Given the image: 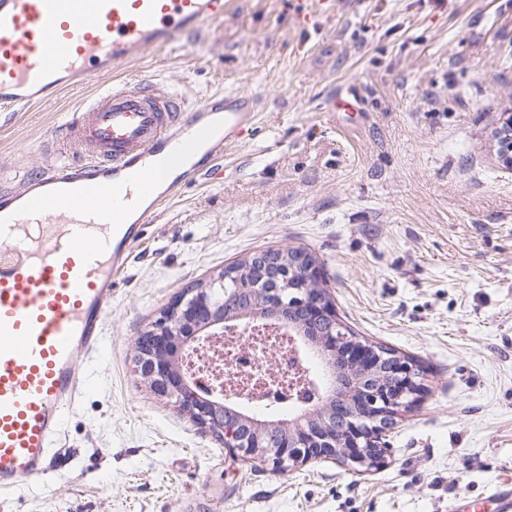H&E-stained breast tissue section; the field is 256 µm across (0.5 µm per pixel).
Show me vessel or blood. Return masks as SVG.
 <instances>
[{
  "label": "vessel or blood",
  "mask_w": 512,
  "mask_h": 512,
  "mask_svg": "<svg viewBox=\"0 0 512 512\" xmlns=\"http://www.w3.org/2000/svg\"><path fill=\"white\" fill-rule=\"evenodd\" d=\"M225 2L0 0V109L26 111L171 47L223 18ZM254 112L236 91L191 102L130 77L69 113L40 171L18 186L0 176V496L50 475L142 225Z\"/></svg>",
  "instance_id": "obj_1"
}]
</instances>
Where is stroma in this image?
Instances as JSON below:
<instances>
[{
	"label": "stroma",
	"mask_w": 512,
	"mask_h": 512,
	"mask_svg": "<svg viewBox=\"0 0 512 512\" xmlns=\"http://www.w3.org/2000/svg\"><path fill=\"white\" fill-rule=\"evenodd\" d=\"M129 73L189 97L234 90L256 118L144 225L49 479L0 512H491L512 481V0H229L223 20ZM355 87L360 105L330 102ZM95 91L0 112V172L36 170ZM312 252L342 323L412 358L425 385L379 464L243 463L135 367L183 288L247 255ZM496 127L494 134L501 160L512 167V113Z\"/></svg>",
	"instance_id": "obj_1"
}]
</instances>
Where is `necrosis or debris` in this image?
Segmentation results:
<instances>
[{
	"label": "necrosis or debris",
	"instance_id": "4bbe7bcc",
	"mask_svg": "<svg viewBox=\"0 0 512 512\" xmlns=\"http://www.w3.org/2000/svg\"><path fill=\"white\" fill-rule=\"evenodd\" d=\"M183 366L201 391L225 393L256 411L311 407L323 393L287 329L271 323L234 326L200 340Z\"/></svg>",
	"mask_w": 512,
	"mask_h": 512
}]
</instances>
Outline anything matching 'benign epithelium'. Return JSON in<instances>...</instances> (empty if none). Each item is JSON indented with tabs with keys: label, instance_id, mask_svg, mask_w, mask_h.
<instances>
[{
	"label": "benign epithelium",
	"instance_id": "benign-epithelium-1",
	"mask_svg": "<svg viewBox=\"0 0 512 512\" xmlns=\"http://www.w3.org/2000/svg\"><path fill=\"white\" fill-rule=\"evenodd\" d=\"M501 160L512 166V113L496 127L494 134ZM244 267L264 279L281 268L301 275L291 304L279 309L283 321L292 323L294 311L302 321L327 325L326 330L308 341L315 353L325 354L351 369L372 371L382 359L377 348L355 340L341 324L335 305L321 289V268L316 258L302 248L272 249L248 255ZM234 269L219 272L200 288L184 291L143 335L150 345L137 350L135 364L150 391L177 405L199 427L224 438V447L244 461L270 462L279 471L323 459H341L348 464L374 466L385 457L390 445L383 444L386 429L421 391L415 365L405 358L393 362L388 384L357 394L356 414H344L336 422L315 427L307 417L279 418L273 421L256 417L240 418L232 428L224 426V398L210 392L201 396L193 390L191 377L184 372L181 355L197 340L202 327L224 326V302L213 295L215 285L224 279L235 280Z\"/></svg>",
	"mask_w": 512,
	"mask_h": 512
}]
</instances>
